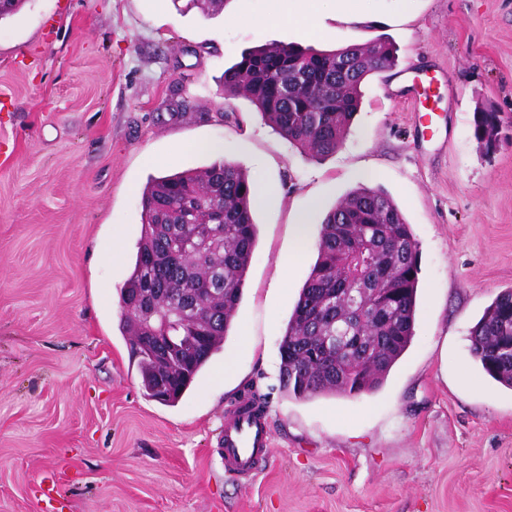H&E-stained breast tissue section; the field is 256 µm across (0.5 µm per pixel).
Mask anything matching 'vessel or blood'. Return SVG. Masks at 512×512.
Instances as JSON below:
<instances>
[{
    "label": "vessel or blood",
    "mask_w": 512,
    "mask_h": 512,
    "mask_svg": "<svg viewBox=\"0 0 512 512\" xmlns=\"http://www.w3.org/2000/svg\"><path fill=\"white\" fill-rule=\"evenodd\" d=\"M271 431L264 417L240 414L224 426V466L239 477L252 475L271 447Z\"/></svg>",
    "instance_id": "vessel-or-blood-1"
}]
</instances>
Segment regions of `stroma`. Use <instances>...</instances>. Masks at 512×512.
<instances>
[{"label":"stroma","mask_w":512,"mask_h":512,"mask_svg":"<svg viewBox=\"0 0 512 512\" xmlns=\"http://www.w3.org/2000/svg\"><path fill=\"white\" fill-rule=\"evenodd\" d=\"M325 8L309 47L382 40L396 64L363 82L348 135L321 160L224 97L243 51L299 40L285 21L256 28L267 0L209 17L193 0H26L0 20V512H512V389L469 340L512 289V0H367L349 24ZM482 109L504 118L490 146ZM205 141L281 200L254 213L234 319L254 352L230 334L168 405L144 395L119 290L143 186L211 163ZM361 185L387 191L418 242L414 336L378 390L302 400L282 383L279 343L325 211ZM249 394L272 443L244 481L222 441Z\"/></svg>","instance_id":"stroma-1"}]
</instances>
